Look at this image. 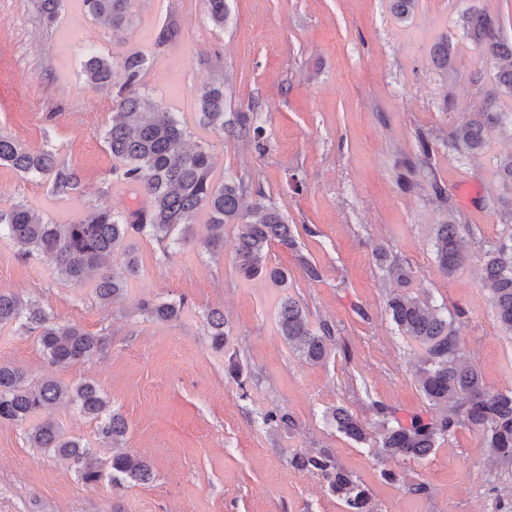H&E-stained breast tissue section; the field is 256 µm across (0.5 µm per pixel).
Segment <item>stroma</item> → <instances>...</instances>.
<instances>
[{
  "mask_svg": "<svg viewBox=\"0 0 512 512\" xmlns=\"http://www.w3.org/2000/svg\"><path fill=\"white\" fill-rule=\"evenodd\" d=\"M474 3L500 17L511 41L512 0H417L403 21L392 0H228L221 28L205 0H132L131 19L118 31L86 16L79 0H65L51 25L35 0H0V133L52 149L79 178L59 198L45 180L0 166L1 205L22 200L59 224L93 207L146 205L112 174L104 133L115 95L81 75L94 49L111 57L112 81L122 85L123 59L141 54L149 66L140 93L183 113L192 141L206 143L213 157L215 179H243L251 199L275 204L298 244L267 256L287 271V288L246 280L234 263L236 225H225L224 251L215 257L200 244L207 235L200 214L196 245L172 249L139 238L137 276L122 299L103 305L90 286L22 259L0 238V289L109 339L91 360L57 367L35 337L0 334V363L34 380L97 383L128 424L126 449L153 468L146 483L90 487L2 423L0 512H343L318 473L291 464L294 454L321 450L363 482L378 512H500L501 498L512 496V465L493 458L476 432L457 428L427 460L397 462L324 416L344 406L370 425L376 402L402 420L427 410L414 375L420 351L386 310L394 285L376 260L380 247L410 264L411 292L455 316L464 357L485 387L512 388V335L498 325L478 259L512 237V224L500 221L512 208V186L498 167L512 150V124L489 130L475 155L452 141L487 100L512 113V96L498 90L493 67L463 32L461 15ZM443 38L453 45L445 74L431 60ZM213 83L224 86L225 119L256 114L264 151L200 126L199 97ZM423 137L432 149L429 172L406 166ZM438 186L446 203L435 197ZM451 218L470 261L447 276L431 230ZM301 255L317 264L319 280L303 276ZM285 294L312 326L333 328L336 350L326 362H307L279 336ZM146 297L184 308L177 320L154 321L139 309ZM213 309L230 327L220 349L207 336ZM271 409L287 411L294 427L263 425L260 415ZM387 470L395 480L384 478Z\"/></svg>",
  "mask_w": 512,
  "mask_h": 512,
  "instance_id": "1",
  "label": "stroma"
}]
</instances>
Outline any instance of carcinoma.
I'll list each match as a JSON object with an SVG mask.
<instances>
[{
  "mask_svg": "<svg viewBox=\"0 0 512 512\" xmlns=\"http://www.w3.org/2000/svg\"><path fill=\"white\" fill-rule=\"evenodd\" d=\"M63 0H37V8L47 24H52ZM210 20L217 26L229 20L228 0H206ZM131 0H82L91 17L122 28L129 20ZM466 35L482 54L496 63V83L512 96V41L500 36L499 18L472 5L462 14ZM452 44L441 39L434 48L439 69L448 71ZM145 58L128 56L123 61L125 82L118 91V112L105 133V142L120 166L112 169L116 178L136 188L148 206L129 214L110 208H92L77 222L58 224L43 221L22 201L0 206V237L8 236L25 260H45L68 281L90 284L96 299L112 304L120 299L129 279L138 273L135 239L150 237L169 241L177 247L195 244L193 218L207 210L208 236L202 246L211 254L224 247V225L238 226L235 264L239 275L252 280L259 276L279 288L288 287V271L267 264L270 249L279 245L294 250L297 242L291 225L272 203L246 201L247 187L235 177L217 182L207 149L190 144L182 113L170 112L137 92ZM84 81L101 90L112 87V59L90 50L82 66ZM200 124L217 135L231 134L264 148L265 129L249 115L241 113L233 122L224 121V86L212 85L200 96ZM504 113L492 108L473 112L461 128L462 147L476 155L485 146V132L502 124ZM0 165L32 177L46 178L52 193L69 196L77 188L74 172L57 165L49 149L33 150L14 138L0 134ZM433 248L440 270L453 275L464 267L461 225L448 221L433 229ZM125 256L124 271L109 266L115 252ZM388 278L400 291L390 294L386 308L401 335L421 351L416 380L428 402L432 416L414 415L401 421L390 408L377 404L379 438L375 441L381 457L420 462L437 448L439 440L454 428L464 426L482 438L491 455L512 461V390L491 392L477 370L463 358L460 336L453 328L448 309L407 291L412 279L410 265L377 254ZM483 285L488 289L501 328L512 333V244L500 243L485 250L481 265ZM182 301L141 302L142 314L158 321L177 319ZM11 327L35 336L49 363L70 366L100 354L106 337L90 334L81 327L62 323L37 301L13 291L0 289V331ZM207 335L214 348L221 349L230 335L224 312L212 310L206 316ZM277 329L297 352L312 363L326 360L334 342L332 329H314L305 310L291 296L280 300ZM65 403L98 421L97 435L112 448L103 460L82 439L68 435L51 410ZM327 419L346 437L362 443L368 439L366 425L344 406L327 410ZM263 425L290 429L295 423L286 412L270 410ZM0 423L27 427V441L76 469L84 483L95 485L106 479L112 488L128 482L144 483L153 478L149 461L120 450L128 426L124 417L112 411L110 401L95 383L67 384L55 378L30 382L17 367L0 364ZM293 466L317 471L327 491L338 498L344 512H377L367 488L340 468L323 450L315 455H296Z\"/></svg>",
  "mask_w": 512,
  "mask_h": 512,
  "instance_id": "cac0c4a2",
  "label": "carcinoma"
}]
</instances>
